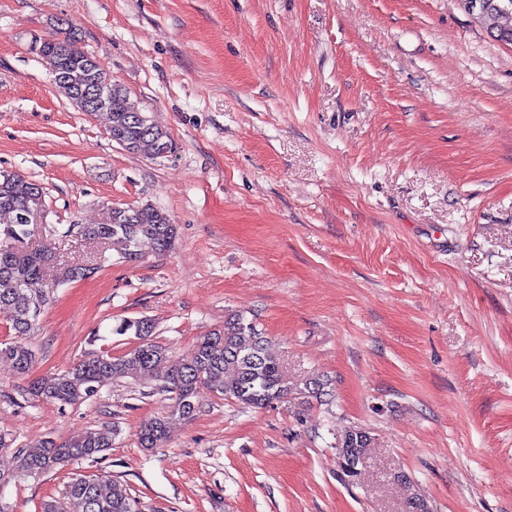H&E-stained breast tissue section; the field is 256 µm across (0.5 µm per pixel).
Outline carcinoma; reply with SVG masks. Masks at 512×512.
I'll use <instances>...</instances> for the list:
<instances>
[{
    "label": "carcinoma",
    "instance_id": "cac0c4a2",
    "mask_svg": "<svg viewBox=\"0 0 512 512\" xmlns=\"http://www.w3.org/2000/svg\"><path fill=\"white\" fill-rule=\"evenodd\" d=\"M475 18L488 33L500 38L512 36V11L492 7ZM40 47L36 56L49 68L54 82L69 101L76 89L102 79L103 68L97 59L80 46L77 27L66 24L55 32L34 39ZM107 131L129 154L165 157L173 150L167 130L153 122L147 113L130 101L129 91L117 83L105 88ZM44 212L42 187L25 176L0 170V314L7 317L13 337L0 341V360L10 362L16 372L26 376L36 362V352L24 337L34 329L40 315L54 299V286L47 279L52 251L47 245L27 246V225L37 224ZM89 241L122 245L127 262L140 258L139 248L149 241L161 253L169 251L176 238V227L168 214L150 205L112 206L100 224H71ZM99 266L86 264L65 269L56 282L80 281L96 274ZM112 333L133 336L139 344L121 354H91L59 373L45 374L29 381L27 391L33 399L50 404H76L98 395L107 380L142 381L148 374L158 381L156 390L173 394L170 415L158 414L145 420L138 433L140 447L160 448L169 434V420L190 421L196 414L195 399L203 388L226 400L248 407L262 408L284 399H299L320 394L324 383L317 379L292 381L280 359L268 347L265 337L252 322L234 315L224 328L201 336L191 351L166 371V349L150 339L154 325L146 318L124 319ZM116 427L87 429L64 441L48 439L38 448L21 449L17 454L16 474L0 472V486L15 475L41 477L55 473L70 462L95 459L112 448ZM374 447L370 432L354 427L336 440L341 478L352 481L360 475L367 450ZM40 512H141L139 500L121 480L106 473L76 475L70 478L63 496L41 502Z\"/></svg>",
    "mask_w": 512,
    "mask_h": 512
}]
</instances>
